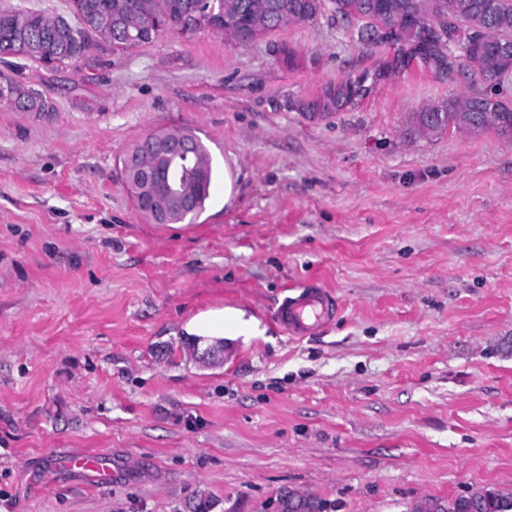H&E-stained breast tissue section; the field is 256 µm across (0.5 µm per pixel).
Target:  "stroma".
<instances>
[{
  "label": "stroma",
  "instance_id": "35a3bbf8",
  "mask_svg": "<svg viewBox=\"0 0 512 512\" xmlns=\"http://www.w3.org/2000/svg\"><path fill=\"white\" fill-rule=\"evenodd\" d=\"M397 55L323 16L8 66L54 110L0 104V512L512 495V140L411 133L473 81ZM342 79L363 82L352 105L305 110ZM169 128L215 172L191 224L148 223L120 176ZM312 278L340 311L289 338L273 310ZM219 312L248 325L188 332ZM80 449L110 482L56 468Z\"/></svg>",
  "mask_w": 512,
  "mask_h": 512
}]
</instances>
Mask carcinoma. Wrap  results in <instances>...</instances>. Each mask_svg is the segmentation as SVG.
Here are the masks:
<instances>
[{
	"label": "carcinoma",
	"mask_w": 512,
	"mask_h": 512,
	"mask_svg": "<svg viewBox=\"0 0 512 512\" xmlns=\"http://www.w3.org/2000/svg\"><path fill=\"white\" fill-rule=\"evenodd\" d=\"M210 0L199 16L188 12L189 0H70L68 26L56 25L59 16L17 10L0 12V62L11 58L36 62L46 58L59 68L85 57L92 38L100 37L99 17L119 21L111 29L112 48L128 49L149 43L162 32L193 35L202 30L220 34L228 41L247 45L256 38L290 23L310 22L322 15L356 26L361 43L399 45L441 79L455 68L458 74L479 77L485 86L428 107L414 117L420 134H441L449 129L471 135L492 130L512 139V101L501 96L500 87L512 79V0ZM474 33L469 40L448 41V18ZM0 87L9 89L29 112H50L45 94L0 72ZM362 85L342 80L324 90L312 108L339 112L361 96ZM176 178L195 179L196 194L185 213L170 220L177 224L196 219L205 210L214 178L212 166L195 176L194 159L170 169ZM428 512H497L489 489H481L443 504L433 501Z\"/></svg>",
	"instance_id": "cac0c4a2"
}]
</instances>
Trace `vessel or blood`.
I'll list each match as a JSON object with an SVG mask.
<instances>
[{
    "mask_svg": "<svg viewBox=\"0 0 512 512\" xmlns=\"http://www.w3.org/2000/svg\"><path fill=\"white\" fill-rule=\"evenodd\" d=\"M337 310L338 304L332 291L319 280L311 279L301 285L298 293L283 298L274 312V318L284 333L302 339L332 320ZM59 464L63 469L93 476L102 483L108 482L112 476V468L107 461L90 453H70L60 457Z\"/></svg>",
    "mask_w": 512,
    "mask_h": 512,
    "instance_id": "b4317fda",
    "label": "vessel or blood"
}]
</instances>
